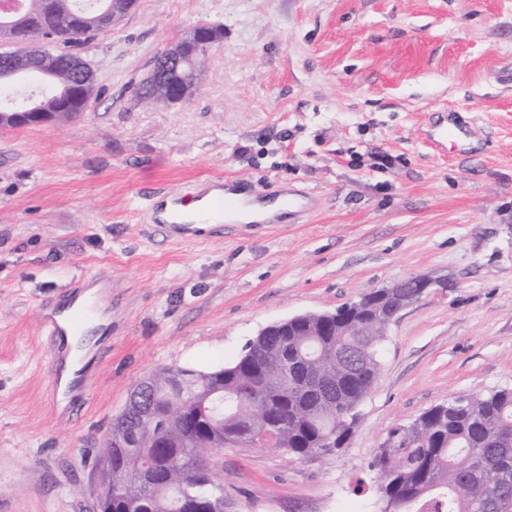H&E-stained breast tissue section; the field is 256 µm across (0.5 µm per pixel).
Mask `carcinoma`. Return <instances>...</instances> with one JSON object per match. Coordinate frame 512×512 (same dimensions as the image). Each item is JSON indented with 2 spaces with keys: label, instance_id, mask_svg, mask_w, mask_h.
Returning <instances> with one entry per match:
<instances>
[{
  "label": "carcinoma",
  "instance_id": "carcinoma-1",
  "mask_svg": "<svg viewBox=\"0 0 512 512\" xmlns=\"http://www.w3.org/2000/svg\"><path fill=\"white\" fill-rule=\"evenodd\" d=\"M112 2L29 0L27 14L9 23L4 42L26 46L15 64H39L45 111L70 96L72 56L112 27ZM388 298L387 289H374L337 308L327 324L309 316L258 336L204 389L197 370L177 367V379L168 368L157 371L155 409L169 417L161 429L112 418L99 460L112 462L121 488L104 512H228L212 469L190 473L172 458L198 446L206 456L218 441L279 422V448L292 456L343 448L380 370L383 329L363 336L361 325L384 320ZM340 346L363 350L356 373L338 365ZM370 468L399 512H512V388L435 405L407 436L386 439Z\"/></svg>",
  "mask_w": 512,
  "mask_h": 512
}]
</instances>
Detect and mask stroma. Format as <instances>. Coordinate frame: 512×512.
<instances>
[{"instance_id":"obj_1","label":"stroma","mask_w":512,"mask_h":512,"mask_svg":"<svg viewBox=\"0 0 512 512\" xmlns=\"http://www.w3.org/2000/svg\"><path fill=\"white\" fill-rule=\"evenodd\" d=\"M201 22L224 44L190 100L136 101ZM85 58L88 112L0 129V512H90L103 437L144 376L227 365L275 322L444 278L387 327L346 448L215 454L234 512H384L369 463L389 430L512 387V0H137ZM442 109L474 136L440 153L425 129ZM234 179L315 203L187 240L138 216ZM98 280L111 323L62 411L41 318Z\"/></svg>"}]
</instances>
